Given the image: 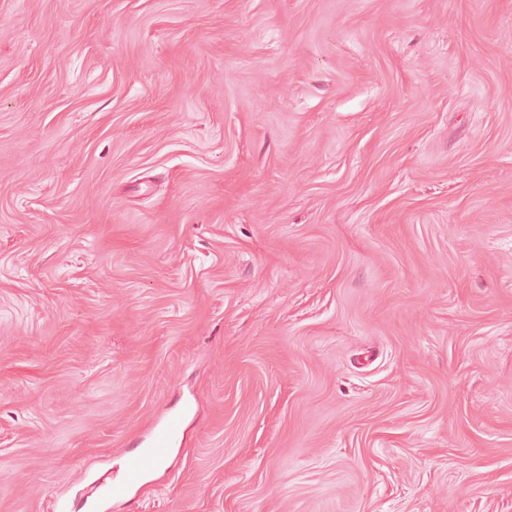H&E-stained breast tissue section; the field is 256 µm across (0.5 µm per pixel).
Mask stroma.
<instances>
[{
	"label": "stroma",
	"mask_w": 512,
	"mask_h": 512,
	"mask_svg": "<svg viewBox=\"0 0 512 512\" xmlns=\"http://www.w3.org/2000/svg\"><path fill=\"white\" fill-rule=\"evenodd\" d=\"M88 500L512 512V0H0V512ZM155 458L146 453L142 458L135 460L128 470L118 479H112L103 486L102 497L112 500L114 497H123L137 486L153 467Z\"/></svg>",
	"instance_id": "stroma-1"
}]
</instances>
